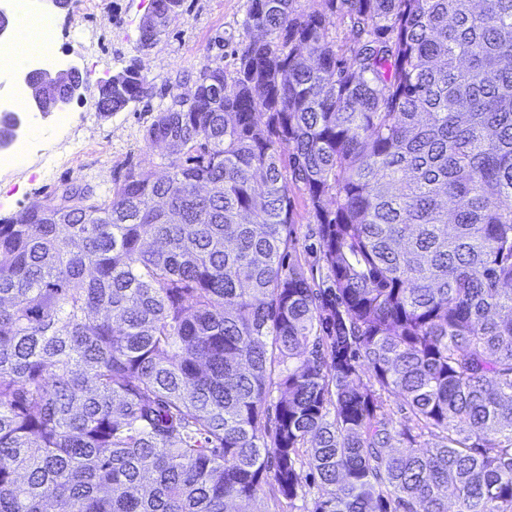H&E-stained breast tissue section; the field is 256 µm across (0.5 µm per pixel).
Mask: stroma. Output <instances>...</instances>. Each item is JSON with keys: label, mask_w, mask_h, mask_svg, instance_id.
<instances>
[{"label": "stroma", "mask_w": 512, "mask_h": 512, "mask_svg": "<svg viewBox=\"0 0 512 512\" xmlns=\"http://www.w3.org/2000/svg\"><path fill=\"white\" fill-rule=\"evenodd\" d=\"M151 0H73L70 9H55L46 0L44 12L57 19L54 53L78 71L95 70L66 105L70 123L57 113L42 118L38 139L41 155H25L15 167L0 171V218L41 204L69 182L88 183L97 192L112 188L128 169L148 164L165 169V151L149 145L146 131L154 116L174 95L190 94L205 67L236 68L237 51L247 39L243 29L249 0H183L179 16L150 53L138 50L140 23ZM95 33L94 50H86L76 31ZM138 64L153 80L149 96L124 111H98L100 80L129 64Z\"/></svg>", "instance_id": "35a3bbf8"}]
</instances>
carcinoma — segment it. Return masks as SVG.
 Returning a JSON list of instances; mask_svg holds the SVG:
<instances>
[{
    "label": "carcinoma",
    "instance_id": "cac0c4a2",
    "mask_svg": "<svg viewBox=\"0 0 512 512\" xmlns=\"http://www.w3.org/2000/svg\"><path fill=\"white\" fill-rule=\"evenodd\" d=\"M306 2L157 113L166 175L0 223V512H512V0ZM292 237L294 240L297 255L301 257L302 262L318 265L319 250L317 237V224H314L313 218L305 207L301 195L297 193L296 209L294 214V224L291 225Z\"/></svg>",
    "mask_w": 512,
    "mask_h": 512
}]
</instances>
